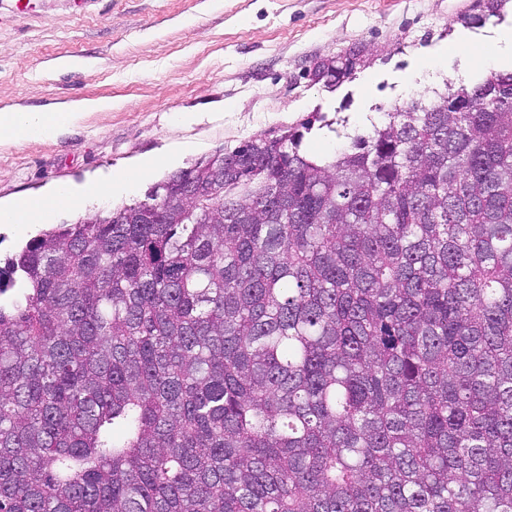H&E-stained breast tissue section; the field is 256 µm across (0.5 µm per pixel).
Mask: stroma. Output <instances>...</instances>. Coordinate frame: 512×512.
<instances>
[{
    "mask_svg": "<svg viewBox=\"0 0 512 512\" xmlns=\"http://www.w3.org/2000/svg\"><path fill=\"white\" fill-rule=\"evenodd\" d=\"M485 0H0V113L77 112L54 135L0 143V204L79 186L145 156H173L133 188L1 224L0 259L40 228L143 200L171 173L216 150L309 121L301 149L330 154L342 116L363 132L395 105L456 78L502 70L503 18ZM357 53L339 83L322 60Z\"/></svg>",
    "mask_w": 512,
    "mask_h": 512,
    "instance_id": "stroma-1",
    "label": "stroma"
}]
</instances>
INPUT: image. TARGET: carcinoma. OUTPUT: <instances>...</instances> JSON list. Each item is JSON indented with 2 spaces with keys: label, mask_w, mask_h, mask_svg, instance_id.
I'll use <instances>...</instances> for the list:
<instances>
[{
  "label": "carcinoma",
  "mask_w": 512,
  "mask_h": 512,
  "mask_svg": "<svg viewBox=\"0 0 512 512\" xmlns=\"http://www.w3.org/2000/svg\"><path fill=\"white\" fill-rule=\"evenodd\" d=\"M302 137L0 267V512H512V70ZM324 122L314 121L311 131L304 133L301 150L309 154H332L336 150L335 133L330 132L326 127L322 128Z\"/></svg>",
  "instance_id": "1"
}]
</instances>
